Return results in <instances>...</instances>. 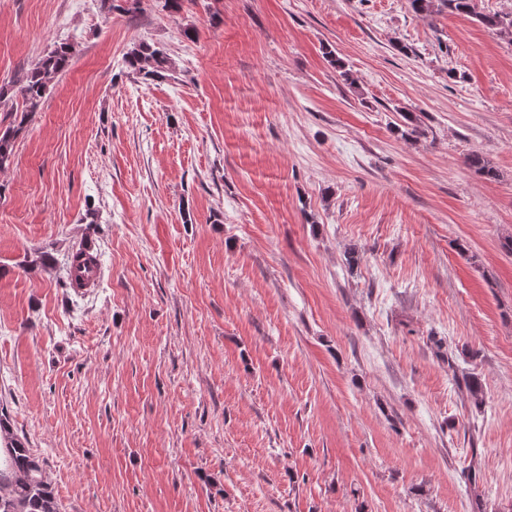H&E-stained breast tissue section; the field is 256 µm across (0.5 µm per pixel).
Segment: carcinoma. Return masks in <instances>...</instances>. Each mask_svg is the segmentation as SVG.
I'll return each mask as SVG.
<instances>
[{
	"label": "carcinoma",
	"mask_w": 512,
	"mask_h": 512,
	"mask_svg": "<svg viewBox=\"0 0 512 512\" xmlns=\"http://www.w3.org/2000/svg\"><path fill=\"white\" fill-rule=\"evenodd\" d=\"M409 3L421 16L446 11L468 16L489 30L512 35V12H486L479 7L478 0H409ZM72 57L73 45L60 42L26 71L19 87L22 104L9 112V124L0 126V169L10 165L15 140L32 114L41 109L51 80L69 66ZM124 63L144 80L166 79L173 72L166 52L146 42L133 45L125 53ZM467 165L487 180L497 177V169L491 160L480 153L469 155ZM44 465L41 454L14 433L10 415L1 410L0 512H61V504Z\"/></svg>",
	"instance_id": "cac0c4a2"
}]
</instances>
